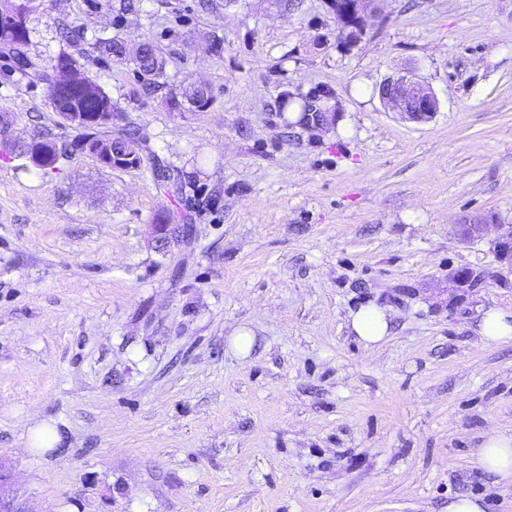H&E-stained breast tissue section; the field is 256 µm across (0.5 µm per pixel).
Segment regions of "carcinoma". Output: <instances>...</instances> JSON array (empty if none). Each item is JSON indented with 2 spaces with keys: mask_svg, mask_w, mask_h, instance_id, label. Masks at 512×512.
Instances as JSON below:
<instances>
[{
  "mask_svg": "<svg viewBox=\"0 0 512 512\" xmlns=\"http://www.w3.org/2000/svg\"><path fill=\"white\" fill-rule=\"evenodd\" d=\"M43 0H0V55L12 62V69L25 76H32L47 87L50 106L56 114L65 112H88L98 116L93 132H82L71 141L57 142L49 134L35 132L29 143L21 150L29 163L42 173L60 171L59 164L78 151L107 143V150L122 156H133L127 167L138 168L143 162V153L148 147L141 146L137 133L131 129L121 132V137L112 140V124L122 119L121 112L109 94L99 85L93 93L85 89L89 79L76 61L66 53L58 54L50 64L42 66L27 54L30 41V15L38 11ZM98 52L102 60L116 66L131 65L142 88L155 93L165 88L166 61L162 48L154 41L142 40L130 44L115 37L97 39ZM213 99L211 90L201 84L190 83L183 88L181 96L169 97L174 109L182 102L190 107L204 110Z\"/></svg>",
  "mask_w": 512,
  "mask_h": 512,
  "instance_id": "obj_1",
  "label": "carcinoma"
}]
</instances>
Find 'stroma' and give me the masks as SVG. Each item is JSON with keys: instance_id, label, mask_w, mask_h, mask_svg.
<instances>
[{"instance_id": "obj_1", "label": "stroma", "mask_w": 512, "mask_h": 512, "mask_svg": "<svg viewBox=\"0 0 512 512\" xmlns=\"http://www.w3.org/2000/svg\"><path fill=\"white\" fill-rule=\"evenodd\" d=\"M126 1L45 0L29 54H72L186 194L148 159L26 168L33 131L72 132L0 57V455L31 512H512L479 465L512 434V343L472 330L512 312V271L497 230H457L512 225V0H381L354 44L326 0ZM103 33L158 42L166 89L104 64ZM407 70L429 121L378 95ZM190 81L211 106L171 109ZM162 219L190 235L156 249ZM461 268L483 282L455 303ZM371 302L392 326L367 349L346 319ZM43 421L59 443L28 450ZM494 221L493 215L485 213L466 215L457 224L459 235L465 240L481 237Z\"/></svg>"}]
</instances>
